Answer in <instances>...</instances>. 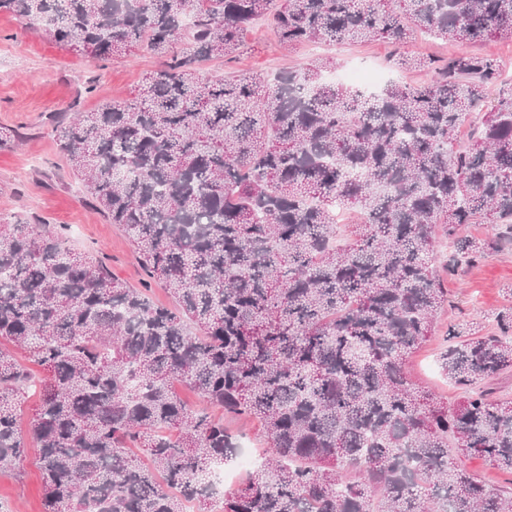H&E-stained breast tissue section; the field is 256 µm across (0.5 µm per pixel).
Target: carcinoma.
<instances>
[{
  "label": "carcinoma",
  "instance_id": "carcinoma-1",
  "mask_svg": "<svg viewBox=\"0 0 512 512\" xmlns=\"http://www.w3.org/2000/svg\"><path fill=\"white\" fill-rule=\"evenodd\" d=\"M0 0L27 28L99 59L165 57L133 100L48 117L90 203L128 233L177 309L154 304L68 245L66 228L0 225V473L32 439L44 512H512L458 466L512 472V402L484 382L512 371V307L494 332L448 327L450 406L408 357L436 332L443 281L512 245V87L489 54L451 55L438 79L377 91L300 72L204 79L257 20L279 45L401 44L409 18L446 41L512 40V0ZM480 118L465 144L460 129ZM354 207L336 246V208ZM492 218V242L462 233ZM448 260L432 263L436 239ZM46 371L29 436L17 425ZM185 383L257 421L267 444L217 504L236 456L224 420L178 397Z\"/></svg>",
  "mask_w": 512,
  "mask_h": 512
}]
</instances>
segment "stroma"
<instances>
[{"label": "stroma", "instance_id": "obj_1", "mask_svg": "<svg viewBox=\"0 0 512 512\" xmlns=\"http://www.w3.org/2000/svg\"><path fill=\"white\" fill-rule=\"evenodd\" d=\"M244 41L232 60L202 62L203 72L271 78L300 70L321 57L331 59L335 72L349 66L379 65L387 68L390 79L412 86L434 77L427 70L391 66L393 47L383 40L327 43L318 54L305 45L286 51L266 22L259 21L246 32ZM402 50L421 57L477 51L498 57L504 69H512L511 41L492 40L476 46L447 42L418 29ZM160 67V58L136 50L108 60L70 52L49 36L24 28L11 15L0 14V130L18 129L25 134L22 142L0 148V222L12 224L35 215L47 227H66L72 246L100 258L127 287L148 289L154 302L169 306L172 298L150 279L127 232L88 203L47 121L50 113L67 108L87 78H94L96 86L83 100L84 111L91 112L104 102L131 98L146 74ZM446 287L448 304L438 315L436 333L409 357L407 371L417 384L453 402L461 392L439 367L443 334L455 324L491 327L497 312L512 307V249L465 268L449 278ZM36 456V448H29L20 473H0V512H43L44 484Z\"/></svg>", "mask_w": 512, "mask_h": 512}]
</instances>
